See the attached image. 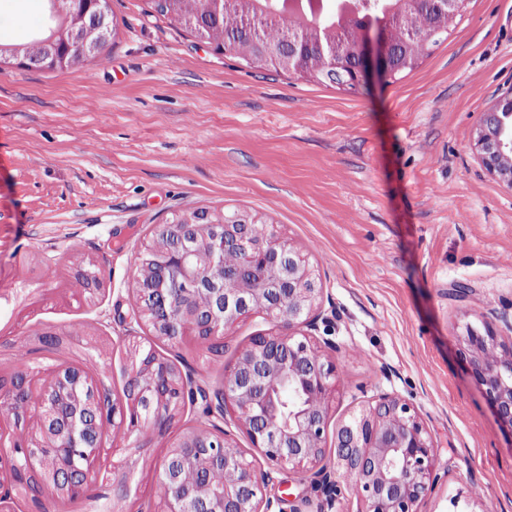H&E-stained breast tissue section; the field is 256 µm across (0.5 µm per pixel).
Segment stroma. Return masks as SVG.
<instances>
[{
  "mask_svg": "<svg viewBox=\"0 0 512 512\" xmlns=\"http://www.w3.org/2000/svg\"><path fill=\"white\" fill-rule=\"evenodd\" d=\"M117 35L102 69L0 67V379L47 383L75 366L111 397L136 361L131 269L154 225L188 209L254 216L305 254L334 321L337 426L381 387L427 422L441 480L422 512H512V432L457 354L466 326L512 320V189L484 167L477 128L512 89V0H468L461 20L402 79L351 93L248 67L156 13L109 0ZM50 25L48 0H0V43ZM94 271L95 290L75 287ZM469 289L466 299L457 286ZM155 350L209 389L252 336ZM55 333L54 347L43 334ZM201 406L163 431L107 437L121 466L76 499L16 498L12 512H158L161 461ZM276 512L327 506L308 475L272 471Z\"/></svg>",
  "mask_w": 512,
  "mask_h": 512,
  "instance_id": "1",
  "label": "stroma"
}]
</instances>
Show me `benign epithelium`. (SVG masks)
Segmentation results:
<instances>
[{
    "label": "benign epithelium",
    "instance_id": "benign-epithelium-1",
    "mask_svg": "<svg viewBox=\"0 0 512 512\" xmlns=\"http://www.w3.org/2000/svg\"><path fill=\"white\" fill-rule=\"evenodd\" d=\"M77 0H52L61 20L43 40L42 65H72L73 44L96 46L108 16L105 0L95 7L92 23L69 26ZM394 44L381 29L365 31L351 53L365 83L385 81ZM299 43L272 49L267 60L281 69L299 64ZM475 147L485 168L512 189V91L485 113ZM256 220L228 217L221 211L193 210L154 229L140 253L139 274L131 291L138 312L127 335H152L177 343L188 336L211 345L224 330L254 312L266 314L280 331L258 334L225 368L224 387L214 393L190 374L144 350L128 376L123 397L110 399L84 370L67 366L54 371L53 385L41 394L42 440L11 444L0 451V509L11 494L28 489L33 471L45 470L40 496H78L90 480L103 479L102 432L107 426L125 435L161 430L187 403L200 399L213 430L190 429L162 464L165 498L160 512H274L267 496L268 473L238 448L235 435L218 425L229 420L245 434L253 456L270 467L288 466L311 476L314 488L333 507L347 488L356 512H421L420 505L437 487L430 429L412 402L380 388L336 428L334 452L327 451L328 402L336 388V365L323 348L331 320L322 311L308 259L275 233L254 235ZM238 250L248 264L224 267V251ZM265 287H256L253 267ZM206 294L210 305L193 298ZM459 357L467 363L483 396L502 426L512 431V322L489 320L483 330L468 325L458 337ZM29 392L21 376L0 387V407L14 408ZM224 472V486L214 488L210 473Z\"/></svg>",
    "mask_w": 512,
    "mask_h": 512
}]
</instances>
